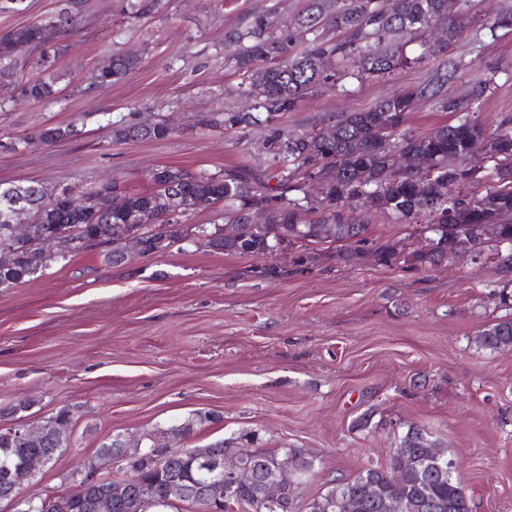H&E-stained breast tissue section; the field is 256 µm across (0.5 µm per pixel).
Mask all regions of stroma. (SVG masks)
<instances>
[{"label": "stroma", "mask_w": 512, "mask_h": 512, "mask_svg": "<svg viewBox=\"0 0 512 512\" xmlns=\"http://www.w3.org/2000/svg\"><path fill=\"white\" fill-rule=\"evenodd\" d=\"M78 26L59 37L54 98L23 97L0 83V183L39 181L85 192L115 180L144 190L159 166L216 173L265 168L257 129L225 131L241 107L240 76L226 62L227 32L252 15L290 26L305 0H76ZM57 0H0V31L51 17ZM512 0L456 5L466 20L453 48L465 68L448 92L493 77L479 118L512 117V31L481 24ZM134 64L122 80L89 84L112 59ZM428 57L392 79L308 95L284 127L302 131L357 112L420 82ZM212 118L209 127L201 117ZM166 119L167 138L117 141L113 126ZM52 124L72 135L53 144ZM96 247L58 260L36 281L0 288V415L41 422L69 410L71 444L26 481L24 497L73 486L103 443L180 425L195 413L188 448L255 433L261 448L316 458L300 501L385 462L409 425L447 448L472 512H512V351L478 348L477 332L512 307L494 266L464 259L422 272L346 263L333 250L299 267L292 258L216 253L193 243L121 264ZM273 267V274L260 270ZM365 429L356 423L363 413Z\"/></svg>", "instance_id": "35a3bbf8"}]
</instances>
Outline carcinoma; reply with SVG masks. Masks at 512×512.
<instances>
[{
  "instance_id": "obj_1",
  "label": "carcinoma",
  "mask_w": 512,
  "mask_h": 512,
  "mask_svg": "<svg viewBox=\"0 0 512 512\" xmlns=\"http://www.w3.org/2000/svg\"><path fill=\"white\" fill-rule=\"evenodd\" d=\"M73 0H59V8L48 22L17 29L18 36L38 43L42 30L53 26L55 18L65 15L67 24L58 29L69 34L75 29ZM298 26L279 29L268 15H254L249 24L227 37L229 59L244 75L239 93L250 100L245 110L224 112V129L257 128L263 131L262 143L273 176L257 175L252 167L226 168L221 174L189 172L163 166L150 172L151 188L132 192L119 182L112 188L125 193L126 209L110 213L107 196L94 190L91 203L80 212L57 205L35 225V244L17 254L9 266H0V288H13L45 274L51 264L79 253L65 251L52 244L56 239L78 241L101 239L119 229L140 238L143 254L166 253L184 240L199 247L227 255L267 257L276 239L288 235V244L297 250L296 262L306 264L318 253L313 244L336 241L348 243L339 258L355 262L364 255L366 243L376 247V264L420 271L450 260L456 246L476 249L479 261L491 259L501 269L512 268V254L499 252L497 244L482 239L481 226L499 225V238L512 240V119L505 118L489 127L478 119L477 111L491 90L493 78L474 82L462 98L452 97L445 85L464 67L463 61L450 57L427 78L410 88L377 100L362 112H352L332 124L335 134L327 137L322 129L302 133L286 130L280 120L298 106L304 95L319 90H335L344 82L382 79L399 70L411 68L426 54L449 53L461 34V25L448 16V0H393L390 9L384 0H307L297 15ZM447 27V39L432 43L434 28ZM490 36L499 30L512 31V9L498 12L486 22ZM416 41L422 54L412 56L408 44ZM63 46L53 52L42 51L37 61L45 75L24 79L26 62L0 50V78L20 81L21 93L29 100L42 101L55 94L54 68ZM131 57L112 60L106 83L122 79L133 65ZM420 102H428L455 120L425 134L404 129L408 112ZM72 134L68 126L56 125L39 130L48 143L62 141ZM488 141L486 162L480 169L463 165L470 144ZM400 155L429 159V169L419 174L400 167ZM275 185H270V181ZM323 182V191L315 194L311 184ZM19 189L33 202L43 196L45 186L27 181L0 183V194ZM169 195L182 201H200L203 208L224 206V217L242 227L236 239H226L223 228L209 224H191L171 236L163 224L159 206ZM362 208L369 215H388L398 224L415 225L410 236L426 237L431 242L422 251L407 238L380 243L367 237L368 228L348 220L347 214ZM336 226L329 240L326 225ZM475 343L490 351L512 349V318L487 326L475 337ZM217 418L197 414L169 429L173 437L193 435L197 424ZM55 430L49 437L17 443L0 440V465L15 469L34 454L52 455L56 448L70 444L71 417L62 410L54 416ZM424 430L408 427L400 437L399 448L417 456L424 448ZM386 464H368L349 483L355 490L364 488L362 478L373 475L385 491L393 487L384 482ZM137 485L153 502L150 512H166L174 507L167 501L166 481L176 472L193 484L204 480L188 454L173 460L170 470H156L151 462L136 468ZM407 498L408 512H471L470 502L458 479L433 477L413 479L398 489ZM66 512H92L88 493L78 487L63 497Z\"/></svg>"
}]
</instances>
